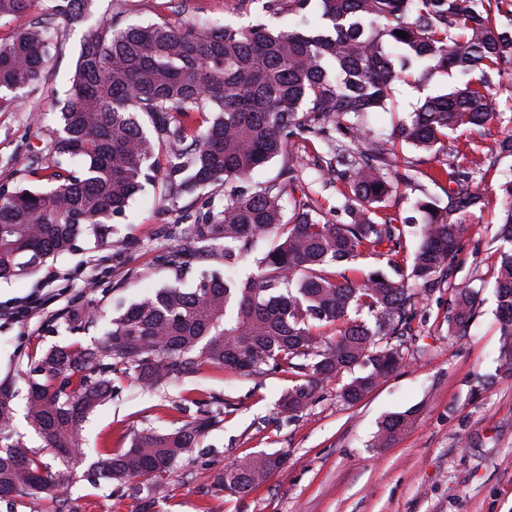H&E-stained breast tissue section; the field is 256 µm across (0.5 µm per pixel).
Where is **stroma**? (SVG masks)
Listing matches in <instances>:
<instances>
[{"instance_id": "1", "label": "stroma", "mask_w": 512, "mask_h": 512, "mask_svg": "<svg viewBox=\"0 0 512 512\" xmlns=\"http://www.w3.org/2000/svg\"><path fill=\"white\" fill-rule=\"evenodd\" d=\"M263 3L254 0L245 12L237 0H96L91 15L60 24L64 45L51 52L38 89L19 107L0 110V183L34 186L26 171L59 127L80 47L101 19L299 25L297 17L264 12ZM457 83V76L441 71L415 88L395 84L391 112L371 121L373 137H386L394 116L413 112L426 96L447 93ZM403 155L418 161L423 175L390 199L387 212L398 219L412 215L421 194L444 196L425 177L437 167L436 158L411 147ZM195 207L189 196L162 207L153 190L138 193L113 221V246L79 240L75 251L48 260L38 273L0 284V381L17 391L12 436L43 461L53 457L23 415L27 375L52 347L100 339L119 304L171 281L157 258L181 244V228ZM499 211L496 202L474 211L458 263L417 303L415 333L401 346L402 366L358 403L340 396L350 380L346 373L320 381L309 405L293 417L278 407L297 381L290 373L243 377L204 364L156 389L116 373L111 400L82 423L85 461L72 470L64 497L76 512H512V374L499 368L492 276ZM464 286L475 293L478 316L467 336L458 338L449 335L446 317L453 291ZM87 302L97 310L96 322L70 329L67 311ZM190 399L205 409L223 408V420L165 475L151 501L132 485L92 482L96 448L118 453L136 434L180 427ZM406 412L408 427L388 445H377L382 422ZM274 452L283 455V465L251 494L217 490L226 466Z\"/></svg>"}]
</instances>
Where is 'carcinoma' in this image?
I'll return each instance as SVG.
<instances>
[{"instance_id":"carcinoma-1","label":"carcinoma","mask_w":512,"mask_h":512,"mask_svg":"<svg viewBox=\"0 0 512 512\" xmlns=\"http://www.w3.org/2000/svg\"><path fill=\"white\" fill-rule=\"evenodd\" d=\"M38 0H0V19ZM94 0H45L44 12L0 43V109L12 107L43 78L53 45L52 21L85 17ZM319 27L173 28L166 22L120 26L102 20L81 45L60 129L40 152L51 159L55 186L0 185V281L32 275L80 237L109 245L115 217L149 185L165 201H200L181 247L158 257L173 282L142 295L112 317L101 340L56 347L39 360L42 379L28 378L26 418L62 468L11 441L15 391L0 385V499L50 494L82 462L80 424L112 397V374L132 373L159 387L201 364L241 375L282 371L304 377L288 389L281 410L295 416L313 398L315 379L356 367L362 373L341 396L354 403L403 361L398 342L414 334L418 299L457 263L468 216L487 197L480 184L512 158V128L484 149L498 117L488 97L493 77L512 62V25L498 17L508 0H319ZM310 0H266L262 9L301 14ZM407 33L406 37L397 31ZM433 70L461 81L428 96L393 123L390 138L370 141L364 118L385 112L392 85L420 83ZM318 141L319 180L343 199L333 222L307 193L288 202L301 157L288 136ZM412 146L448 160L423 173L443 186V206L418 200L419 244L408 254L406 233L386 213L399 185L418 169L399 165ZM283 157L287 180L256 182L253 174ZM224 189V206L202 198ZM502 222L494 266L502 345L500 368L512 373V176L498 184ZM220 252L224 267L255 257L243 284L202 276L181 287L187 257ZM374 255L385 266L349 275V264ZM367 312L372 322L349 318ZM477 317L474 292L459 288L448 302V335L466 333ZM96 309H71L81 328ZM336 331L326 335V328ZM410 414L382 423V445ZM217 416L200 409L176 430L136 435L124 452L96 450L97 477L156 491L174 463L192 454ZM283 464L275 453L241 460L217 479L221 491L246 495Z\"/></svg>"}]
</instances>
